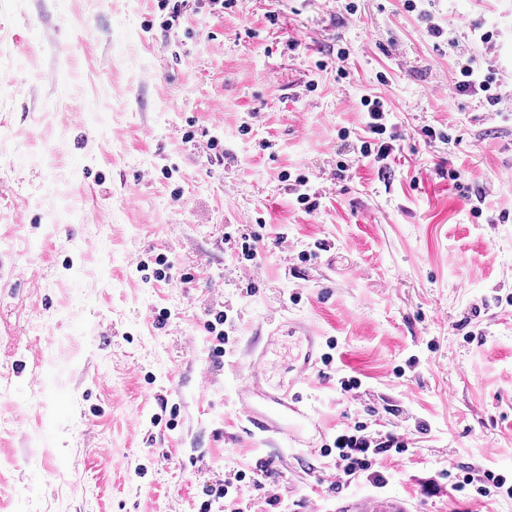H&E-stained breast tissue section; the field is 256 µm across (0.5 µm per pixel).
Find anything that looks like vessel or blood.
Returning <instances> with one entry per match:
<instances>
[{
  "mask_svg": "<svg viewBox=\"0 0 512 512\" xmlns=\"http://www.w3.org/2000/svg\"><path fill=\"white\" fill-rule=\"evenodd\" d=\"M288 331L302 336L305 342L291 367L295 381H300L309 376L321 361V342L305 322H290ZM266 366L265 351L255 349L249 352L245 376L236 391L237 401L250 432L268 438L284 437L288 429L282 424L283 418L292 416L305 421L309 414L292 384L268 386Z\"/></svg>",
  "mask_w": 512,
  "mask_h": 512,
  "instance_id": "obj_1",
  "label": "vessel or blood"
}]
</instances>
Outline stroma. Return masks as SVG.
Returning a JSON list of instances; mask_svg holds the SVG:
<instances>
[{
  "instance_id": "35a3bbf8",
  "label": "stroma",
  "mask_w": 512,
  "mask_h": 512,
  "mask_svg": "<svg viewBox=\"0 0 512 512\" xmlns=\"http://www.w3.org/2000/svg\"><path fill=\"white\" fill-rule=\"evenodd\" d=\"M161 16L0 0V512H199L260 461L251 512H512L447 477L512 479V0H184L146 28ZM462 52L507 86L496 107L449 95ZM370 96L400 134L381 162L355 153ZM159 256L161 281L139 268ZM294 320L336 343L295 383L313 446L251 436L235 400L262 330L290 380ZM357 421L409 451L380 459L384 487L336 490L321 446ZM245 478V474L240 473V471L233 474V477H226L224 480L220 479L215 481V484H206L202 487L200 496L204 498L200 511L210 512L213 502L216 500L224 499L229 494V489H233L236 494L238 493L239 486L234 483L242 482Z\"/></svg>"
}]
</instances>
